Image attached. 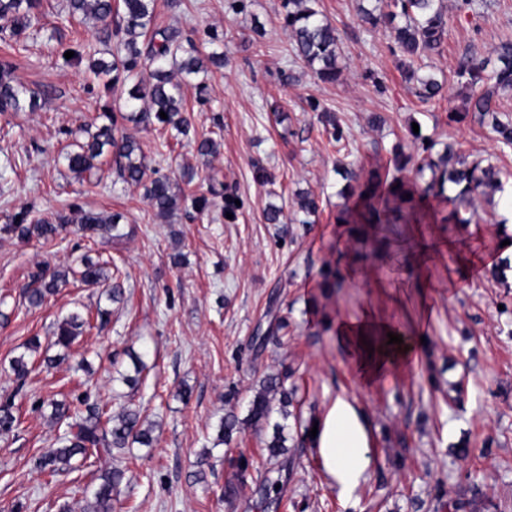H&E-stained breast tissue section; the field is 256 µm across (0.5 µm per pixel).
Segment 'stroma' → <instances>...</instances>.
Masks as SVG:
<instances>
[{
  "label": "stroma",
  "instance_id": "obj_1",
  "mask_svg": "<svg viewBox=\"0 0 512 512\" xmlns=\"http://www.w3.org/2000/svg\"><path fill=\"white\" fill-rule=\"evenodd\" d=\"M169 2L157 0L158 24L193 35L202 52L224 55L223 68L182 86L192 111L188 137L169 149L154 128L134 132L153 165L171 176L179 208L169 219L112 171L92 187L60 159L113 94L85 66L58 67L55 50L76 30L98 45L101 24L70 19L64 0H43L45 29L14 56L21 82L53 94L43 111L0 115V168L10 170L0 188V227L25 206L46 213L77 203L120 214L122 235L70 233L44 242L0 230V398L13 396L19 418L13 435L0 437V512H59L63 504L83 512L92 470L112 464L125 470L114 512H261L258 488L271 467L265 444L278 422L292 458L277 512H448L449 498L471 492L512 512V287L464 271L465 261L497 249V209H480L468 224H444L448 204L433 199L420 223L384 225L368 242L356 225L336 220L344 185L337 162L358 171L391 167L394 147L415 152L411 122L438 145L499 153L509 175L512 149L499 152L489 126L473 118L449 121L447 97L418 98L389 50V30L362 23L357 0H319L341 39L336 83L317 80L293 56L284 0H246L241 12L230 0ZM507 38L512 0H487L480 16L450 20L442 53L426 63L449 83L463 52L486 56ZM315 103L341 118L344 140L330 141ZM375 114L382 124H372ZM214 129L221 147L202 159L196 142ZM258 164L272 183L255 180ZM185 166L201 179L219 174L239 201L234 218H225L220 200L193 211V189L180 178ZM305 191L318 200L315 215L298 208ZM272 204L283 211L280 223L265 219ZM85 255L118 266L122 301H106L102 286L71 278L41 306L29 305L25 290L37 267L74 268ZM370 306L423 340L414 363L374 388L360 384L334 329L336 320ZM100 307L110 312L103 327L87 330L50 371L17 384L10 361L30 339L50 344L70 311ZM276 315L288 326L275 333ZM134 353L146 368L132 389L121 377L132 373ZM268 374L285 376L289 415L254 426L249 401ZM85 393L111 413L139 410L156 442L48 476L37 460L64 428L38 403ZM339 396L354 402L369 430L364 473L347 496L310 436ZM230 411L241 425L221 445L219 419ZM461 448L467 456H458ZM239 457L249 462L246 482L228 499L224 486L237 480L229 461Z\"/></svg>",
  "mask_w": 512,
  "mask_h": 512
}]
</instances>
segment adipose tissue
I'll return each instance as SVG.
<instances>
[{"instance_id": "ef3b65f1", "label": "adipose tissue", "mask_w": 512, "mask_h": 512, "mask_svg": "<svg viewBox=\"0 0 512 512\" xmlns=\"http://www.w3.org/2000/svg\"><path fill=\"white\" fill-rule=\"evenodd\" d=\"M396 324L376 309H366L359 319L336 323V335L347 346L362 384L374 387L389 381L397 364H409L412 350L398 348L388 341ZM315 445L320 449L334 481L350 490L364 469L358 461L369 445L365 423L351 402L336 398L318 422Z\"/></svg>"}]
</instances>
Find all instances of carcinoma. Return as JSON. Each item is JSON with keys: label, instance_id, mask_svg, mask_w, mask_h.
Wrapping results in <instances>:
<instances>
[{"label": "carcinoma", "instance_id": "1", "mask_svg": "<svg viewBox=\"0 0 512 512\" xmlns=\"http://www.w3.org/2000/svg\"><path fill=\"white\" fill-rule=\"evenodd\" d=\"M376 6L361 8L360 18L372 27L391 29V51L399 57L405 78L417 84L416 94L423 100L442 95L444 83L431 75L418 76L413 63L430 55L441 53L448 37L450 18L443 0H375ZM42 0H0V21L7 23L10 37L17 46L26 41L37 29L43 27ZM287 9L285 22L291 38L292 52L321 81L335 82L342 74L339 65L340 38L331 23L318 9V0H284ZM67 15L74 19H94L102 24V31L115 41L112 58L105 57L84 42L80 34L73 36V45L61 47L57 52L59 65L72 67L83 61L93 79L103 83L105 89L123 95L124 112L115 116L112 105L101 107L103 122L77 145V149L63 157L68 169L82 180L95 185L102 172L100 158L111 157L116 177L126 184L141 186L151 206L161 215H168L178 208L172 192L170 177L149 167L146 157L127 124L135 127L159 125L187 135L190 120L182 94V82L205 72L210 64L223 65L224 56L213 52L201 56L194 39L182 36L170 27L156 25V0H65ZM74 52L70 59L64 53ZM15 63L0 58V114L37 112L51 95L47 88L32 89L14 75ZM457 95L461 107L448 113L452 122L471 116L480 123H488L496 134L500 149L512 148V121L498 116L499 103L512 97V40L497 44L490 55L480 57L467 52L459 59L454 71ZM165 113L167 118L160 117ZM333 140L344 139V130L338 115L324 110L319 115ZM419 143L420 152L414 158L401 152L394 155V173L375 168L363 176L356 170L341 167L345 186L339 191L343 200L337 222L366 224L377 228L382 224H397L405 220V210L415 213L422 208L428 195L446 197L451 209L442 222L469 224L477 215V203L492 204L493 194L502 189L504 171L486 158H469L446 146L442 154L433 153L435 142L422 134H411ZM415 163L419 176L430 172L431 179L425 192L417 193L414 184L404 175L410 163ZM224 198V211L235 213V198L224 194V183L209 179L207 193L192 198L193 207L205 211L212 198ZM70 214L62 212L50 218L27 220L28 213H18L0 230L12 233L21 240L50 241L72 231L95 238L119 237V216L107 215L78 204L69 206ZM84 283H100L112 279L107 263L95 262L85 256L80 270L76 271ZM68 272L39 268L32 275L35 288L27 289L30 305L39 306L54 294L58 283L66 280ZM92 328L90 314L79 311L70 313L57 324L54 345L65 350L72 347L84 331ZM279 400V411L288 417V390L278 375L262 380L249 401V421L258 425L273 413V401ZM86 405V413L72 407L67 400L52 399L49 419L54 424H66V431L55 445L46 449L38 458L40 470L51 475L68 473L77 469L92 456L112 458L113 451L121 452L132 443L153 446L152 429L143 426L140 412L122 407L116 414H108L88 397L79 398ZM239 424L237 416L229 412L220 418L218 440H231ZM18 418L13 412L12 400L0 403V436H8L16 429ZM283 433H274L266 443L268 458L274 461L285 456L288 448ZM124 478V471L109 467L95 477L91 498L86 500L83 512H112V491ZM280 478L265 477L259 486L261 499L266 507L278 505L271 497Z\"/></svg>", "mask_w": 512, "mask_h": 512}]
</instances>
